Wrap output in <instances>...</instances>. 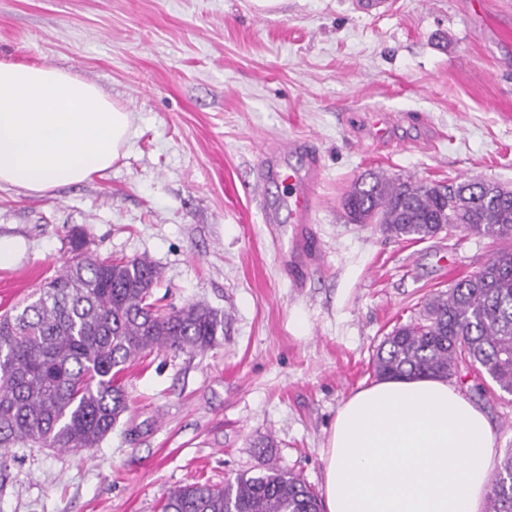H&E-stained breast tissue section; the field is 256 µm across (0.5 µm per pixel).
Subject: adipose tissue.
<instances>
[{
  "mask_svg": "<svg viewBox=\"0 0 512 512\" xmlns=\"http://www.w3.org/2000/svg\"><path fill=\"white\" fill-rule=\"evenodd\" d=\"M131 122L75 74L0 59V189L41 195L103 175ZM495 457L485 415L448 381L383 380L336 413L326 510L482 512Z\"/></svg>",
  "mask_w": 512,
  "mask_h": 512,
  "instance_id": "1",
  "label": "adipose tissue"
}]
</instances>
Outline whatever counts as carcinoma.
<instances>
[{
	"instance_id": "obj_1",
	"label": "carcinoma",
	"mask_w": 512,
	"mask_h": 512,
	"mask_svg": "<svg viewBox=\"0 0 512 512\" xmlns=\"http://www.w3.org/2000/svg\"><path fill=\"white\" fill-rule=\"evenodd\" d=\"M343 207L355 224H377L407 240L461 228L505 244L476 274L436 293L419 320L394 329L372 358L378 379H448L471 367L512 395V190L481 180L454 185L371 172ZM160 279L146 257L112 260L80 253L14 314L0 316V468L17 444L80 454L97 447L128 409L118 382L153 351L203 352L224 320L202 302L165 312L149 301ZM296 473L263 458L256 472L222 486L170 491L162 512H322ZM486 512H512V453Z\"/></svg>"
}]
</instances>
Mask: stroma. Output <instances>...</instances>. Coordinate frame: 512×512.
<instances>
[{
	"mask_svg": "<svg viewBox=\"0 0 512 512\" xmlns=\"http://www.w3.org/2000/svg\"><path fill=\"white\" fill-rule=\"evenodd\" d=\"M0 0V59L62 68L135 116L104 176L42 196L0 190V313L83 251L148 257L166 309L202 302L224 329L203 352L155 351L120 376L130 408L98 448H19L0 512H161L171 489L223 484L268 455L311 486L373 354L430 296L480 270L498 242L462 232L399 240L349 223L371 171L512 189V0ZM319 158L310 224H269L288 185L270 152ZM302 233L307 258L290 257ZM461 394L512 452V395ZM267 438L268 451L257 443Z\"/></svg>",
	"mask_w": 512,
	"mask_h": 512,
	"instance_id": "1",
	"label": "stroma"
}]
</instances>
